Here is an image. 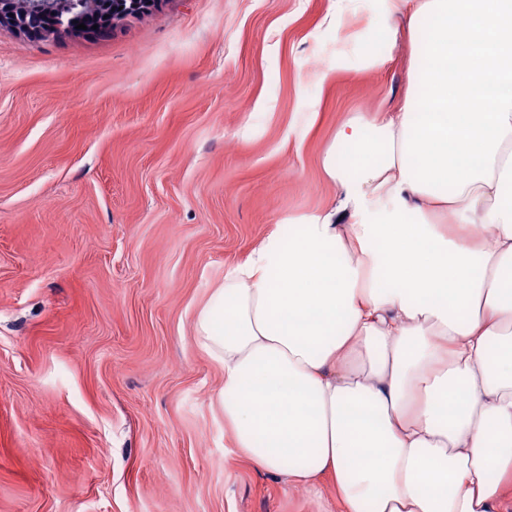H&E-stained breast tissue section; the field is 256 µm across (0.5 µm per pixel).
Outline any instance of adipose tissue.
<instances>
[{
  "label": "adipose tissue",
  "instance_id": "obj_1",
  "mask_svg": "<svg viewBox=\"0 0 512 512\" xmlns=\"http://www.w3.org/2000/svg\"><path fill=\"white\" fill-rule=\"evenodd\" d=\"M388 2L422 42L401 106L337 128L335 209L228 270L196 339L238 452L289 487L329 480L339 512H502L512 0Z\"/></svg>",
  "mask_w": 512,
  "mask_h": 512
}]
</instances>
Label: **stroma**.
I'll use <instances>...</instances> for the list:
<instances>
[{"label":"stroma","mask_w":512,"mask_h":512,"mask_svg":"<svg viewBox=\"0 0 512 512\" xmlns=\"http://www.w3.org/2000/svg\"><path fill=\"white\" fill-rule=\"evenodd\" d=\"M382 0H158L107 34L0 24V512H320L236 450L196 312L333 207L322 154L395 111Z\"/></svg>","instance_id":"1"}]
</instances>
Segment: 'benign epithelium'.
<instances>
[{
  "mask_svg": "<svg viewBox=\"0 0 512 512\" xmlns=\"http://www.w3.org/2000/svg\"><path fill=\"white\" fill-rule=\"evenodd\" d=\"M144 0H0V20H11L27 30L46 21L50 29L70 30L87 17L105 14L111 23L134 13Z\"/></svg>",
  "mask_w": 512,
  "mask_h": 512,
  "instance_id": "1",
  "label": "benign epithelium"
}]
</instances>
